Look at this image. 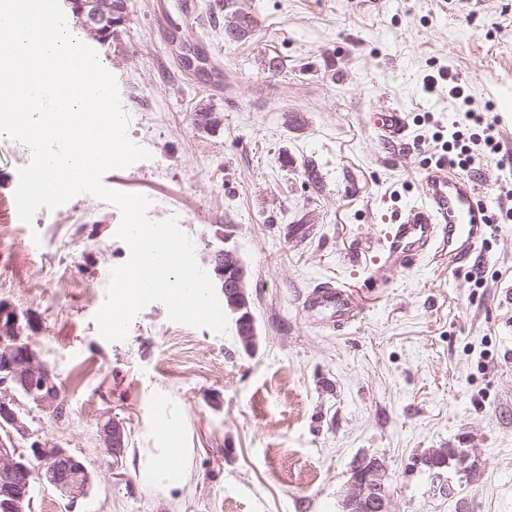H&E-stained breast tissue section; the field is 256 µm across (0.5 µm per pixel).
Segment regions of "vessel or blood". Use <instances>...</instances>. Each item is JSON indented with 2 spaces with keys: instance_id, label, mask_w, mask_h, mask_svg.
<instances>
[{
  "instance_id": "b4317fda",
  "label": "vessel or blood",
  "mask_w": 512,
  "mask_h": 512,
  "mask_svg": "<svg viewBox=\"0 0 512 512\" xmlns=\"http://www.w3.org/2000/svg\"><path fill=\"white\" fill-rule=\"evenodd\" d=\"M156 12L162 23L176 30L191 28L198 19L196 0H157ZM180 63L183 69L203 78L210 92H223V72L212 63L207 47L182 56ZM372 121L384 142L396 144L404 140L407 113L388 108L373 113ZM424 184L420 201L407 206L397 222L388 226L381 241V257L372 273L374 279L409 269L422 259L445 260L458 266L473 261L475 245L485 232L474 180L449 174L443 166L428 171ZM302 306L315 311L335 308L340 324L356 321L361 314L351 290L335 282L316 285Z\"/></svg>"
}]
</instances>
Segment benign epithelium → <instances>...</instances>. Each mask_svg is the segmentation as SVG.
Returning <instances> with one entry per match:
<instances>
[{"instance_id": "1", "label": "benign epithelium", "mask_w": 512, "mask_h": 512, "mask_svg": "<svg viewBox=\"0 0 512 512\" xmlns=\"http://www.w3.org/2000/svg\"><path fill=\"white\" fill-rule=\"evenodd\" d=\"M80 19L89 36L105 39L125 18L112 8L111 0H65ZM224 243L209 253L211 279L222 294L224 311L234 323L236 338L243 351L258 346L256 319L251 310L248 274L239 251ZM24 395L37 409L61 422L66 408L55 375L27 338L22 336L18 313L7 305L0 307V512H35L32 484L47 482L62 496L76 500L87 495L91 475L83 462L62 443L31 427L16 411L18 395ZM125 426L114 417L98 422L101 448L110 458L112 470L123 466ZM40 462L37 469L32 461ZM455 466L466 474L477 467V460L464 448L448 449L447 461L430 465L436 478L443 469ZM386 463L375 455L362 454L351 465L349 478L340 498L339 512H394L385 485Z\"/></svg>"}]
</instances>
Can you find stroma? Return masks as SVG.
Wrapping results in <instances>:
<instances>
[{"mask_svg": "<svg viewBox=\"0 0 512 512\" xmlns=\"http://www.w3.org/2000/svg\"><path fill=\"white\" fill-rule=\"evenodd\" d=\"M127 0L121 46L98 48L115 77L127 136L152 157L108 171L104 184L177 215L205 260L231 233L249 271L259 345L239 347L145 307L125 340L100 337L94 315L109 273L130 256L121 213L89 194L18 218L25 144L0 135V303L53 370L67 423L30 412L32 428L87 467L88 495L70 502L36 484L37 512H338L354 459H384L396 512H512V223L478 244L479 265L420 260L384 286L371 267L389 224L423 192L440 155L432 134L447 96L422 89L450 65L476 102L492 100L502 149L478 179L490 200L512 175V0H198L184 44H210L224 92L175 66L152 9ZM253 16L250 35L224 37L225 14ZM220 113L199 129V109ZM406 112L403 144L370 121ZM323 281L351 287L363 316L335 327L301 303ZM110 415L126 429L121 474L99 445ZM181 446L178 488L146 483L148 453ZM466 448L471 474L447 468L454 496L415 460Z\"/></svg>", "mask_w": 512, "mask_h": 512, "instance_id": "obj_1", "label": "stroma"}]
</instances>
